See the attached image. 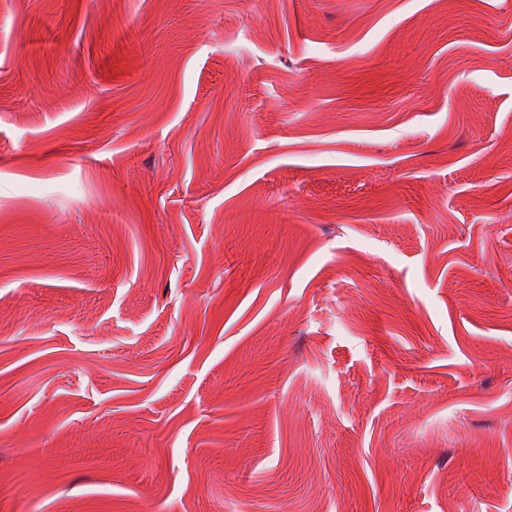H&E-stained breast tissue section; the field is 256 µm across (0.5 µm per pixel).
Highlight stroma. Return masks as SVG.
<instances>
[{"label": "stroma", "mask_w": 512, "mask_h": 512, "mask_svg": "<svg viewBox=\"0 0 512 512\" xmlns=\"http://www.w3.org/2000/svg\"><path fill=\"white\" fill-rule=\"evenodd\" d=\"M0 512H512V0H0Z\"/></svg>", "instance_id": "stroma-1"}]
</instances>
